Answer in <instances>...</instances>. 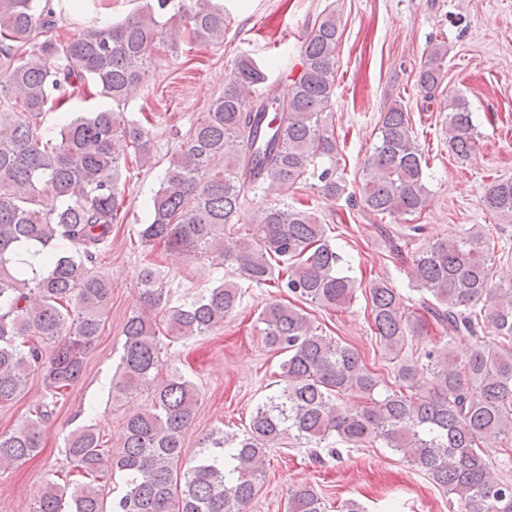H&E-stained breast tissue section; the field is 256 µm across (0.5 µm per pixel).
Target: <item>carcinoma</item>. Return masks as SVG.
I'll use <instances>...</instances> for the list:
<instances>
[{
	"mask_svg": "<svg viewBox=\"0 0 512 512\" xmlns=\"http://www.w3.org/2000/svg\"><path fill=\"white\" fill-rule=\"evenodd\" d=\"M64 12L53 0H0V404L25 390L29 375L44 371L47 398L22 423L0 432V474L37 456L45 424L58 398L80 376L84 356L100 335L111 300L110 283L93 271L98 253L123 215V167L151 161L146 115L125 106L141 86L160 47L224 41V7L213 0H146L115 24H92L62 39L53 34ZM341 38L336 8L326 6L307 26L301 70L288 96L269 91L266 73L251 57L236 60L232 76L161 178L150 222L138 235L171 256L201 260L213 254L235 267L236 277L169 310L172 338L206 336L224 328L249 287L273 286L326 310L348 309L362 283L345 270V256L316 214L286 198H273L244 223L250 195L316 180L328 197L345 193L328 109ZM447 50L435 44L420 68L427 92L438 88ZM101 95L112 107L61 115L52 138L47 114L75 98ZM378 142L366 161L362 204L380 218L423 211L427 159L394 104L384 112ZM444 133L458 162L479 150L480 135L468 101L448 96ZM483 209L512 216V177L491 182ZM420 226L402 244L411 290L424 314L408 312L406 296L383 279L368 287L372 327L389 355L392 382L369 368L361 354L319 332L302 309L277 299L258 315L265 344L284 355L283 386L260 401L249 430H220L184 458V436L199 399L194 383L176 370L163 372L157 310L164 301L162 271L142 268L141 309L124 327L125 341L109 391L111 400L147 392L149 404L126 417L118 451L105 447L97 428L77 426L64 437L73 464L66 476L40 484L33 512H242L266 474L267 450L295 440L336 453L382 442L454 497L460 512H512V480L496 477L483 457L490 440L512 443V280L489 274L482 227L460 238L416 243ZM68 242L65 252L56 241ZM32 244L41 270L21 247ZM439 340L416 357L402 355L407 341ZM486 324L499 340L476 338ZM475 340L463 357L456 341ZM427 389V397L416 392ZM356 393L365 405L351 412L336 400ZM121 473L124 488L107 502L102 481ZM287 512H328L309 486L288 491Z\"/></svg>",
	"mask_w": 512,
	"mask_h": 512,
	"instance_id": "obj_1",
	"label": "carcinoma"
}]
</instances>
